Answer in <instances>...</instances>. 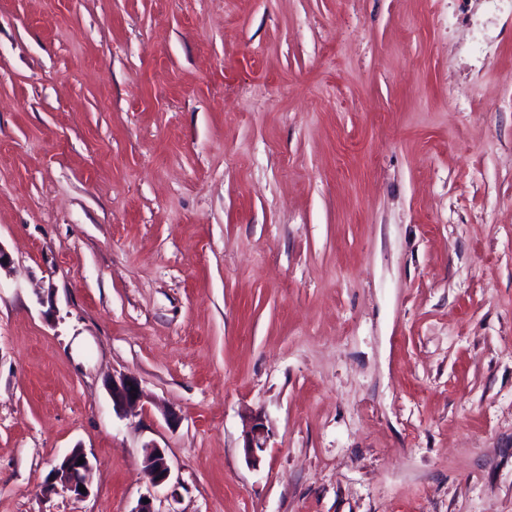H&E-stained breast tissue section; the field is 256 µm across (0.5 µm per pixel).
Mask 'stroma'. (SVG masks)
Listing matches in <instances>:
<instances>
[{
	"label": "stroma",
	"mask_w": 512,
	"mask_h": 512,
	"mask_svg": "<svg viewBox=\"0 0 512 512\" xmlns=\"http://www.w3.org/2000/svg\"><path fill=\"white\" fill-rule=\"evenodd\" d=\"M0 246V512H512V0H0ZM132 387L136 391H132ZM112 407L119 415L126 414L136 408L143 398L142 390L137 382L128 378L119 380L112 378ZM144 473L154 486L166 483L171 474V468L163 448L155 445L146 447L144 454ZM79 458L84 459L82 464H78ZM92 464L83 448H72L63 458L58 460L52 467L49 480L43 487V494L48 495L56 491L58 486L69 492L75 498L81 499L87 497L90 492L88 481L89 472ZM85 487V493L79 490V486Z\"/></svg>",
	"instance_id": "obj_1"
}]
</instances>
